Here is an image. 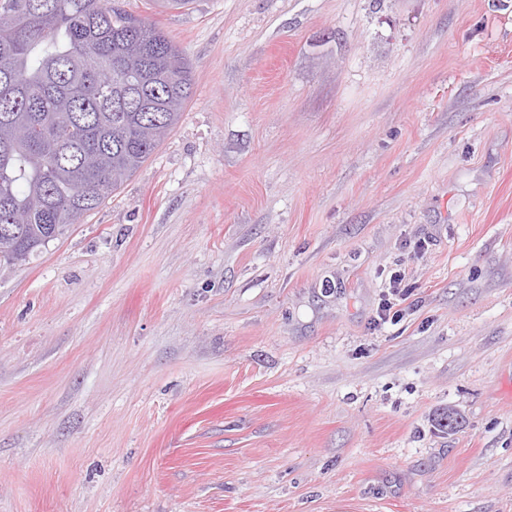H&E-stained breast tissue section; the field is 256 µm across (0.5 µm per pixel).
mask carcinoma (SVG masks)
<instances>
[{
    "label": "carcinoma",
    "mask_w": 512,
    "mask_h": 512,
    "mask_svg": "<svg viewBox=\"0 0 512 512\" xmlns=\"http://www.w3.org/2000/svg\"><path fill=\"white\" fill-rule=\"evenodd\" d=\"M193 65L111 0H0V267L117 191L180 121Z\"/></svg>",
    "instance_id": "obj_1"
}]
</instances>
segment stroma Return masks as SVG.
I'll use <instances>...</instances> for the list:
<instances>
[{
	"label": "stroma",
	"mask_w": 512,
	"mask_h": 512,
	"mask_svg": "<svg viewBox=\"0 0 512 512\" xmlns=\"http://www.w3.org/2000/svg\"><path fill=\"white\" fill-rule=\"evenodd\" d=\"M116 3L194 94L0 271V512H512V0Z\"/></svg>",
	"instance_id": "obj_1"
}]
</instances>
